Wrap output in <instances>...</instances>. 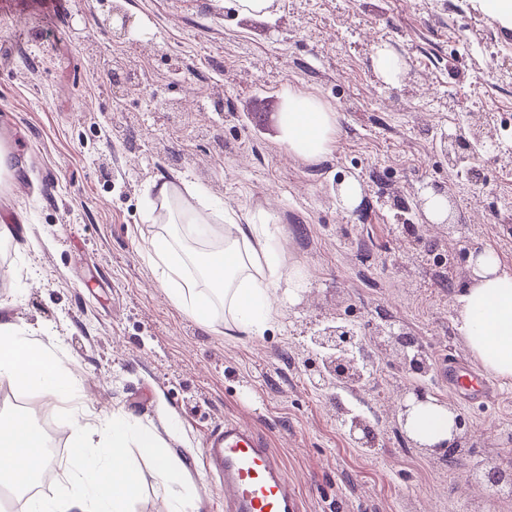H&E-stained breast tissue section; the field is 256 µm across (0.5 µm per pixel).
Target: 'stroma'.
<instances>
[{
    "mask_svg": "<svg viewBox=\"0 0 512 512\" xmlns=\"http://www.w3.org/2000/svg\"><path fill=\"white\" fill-rule=\"evenodd\" d=\"M132 19L112 37L114 6ZM264 18L224 0H0L1 240L11 259L0 311L36 329L78 381L74 403L0 384V414L47 408L62 444L72 405L100 419L119 410L156 428L186 468L185 496L224 512V488L203 448L225 418L252 425L281 459L299 512H512L488 503L483 473L512 469V392L488 406L457 397L443 374L469 350L455 323L468 277L426 253L496 251L512 272V161L480 156L453 183L441 132L481 114L512 151V29L475 0H276ZM404 61L398 86L373 69L375 46ZM294 88L337 112L333 151L289 153L278 114ZM358 176L361 204L343 209L337 177ZM188 178L250 224L277 230L284 264L307 288L256 337L198 323L172 305L151 269L143 221L153 182ZM448 196L444 223L424 225V188ZM423 228L414 238L408 225ZM394 324L428 351L432 396L468 420L452 461L424 455L394 415L405 375L378 362L365 386L335 393L304 373L308 330L321 314ZM360 414L375 445L352 441L337 405ZM131 512H167L151 463Z\"/></svg>",
    "mask_w": 512,
    "mask_h": 512,
    "instance_id": "stroma-1",
    "label": "stroma"
}]
</instances>
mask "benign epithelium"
<instances>
[{
	"mask_svg": "<svg viewBox=\"0 0 512 512\" xmlns=\"http://www.w3.org/2000/svg\"><path fill=\"white\" fill-rule=\"evenodd\" d=\"M496 139L494 128L480 119L477 125L466 134L458 130L443 137L446 144L445 152L448 154V165L458 166L465 159H471L476 154L475 147H485L487 140ZM361 335L360 328L341 315L336 319L327 320L317 325L311 333L310 342L314 352L305 362V371L310 381L322 389L331 384L340 382L347 386H356L363 383L366 378L373 352H378L390 359V364L399 369L425 378L430 373V363L424 348L408 333L397 330L393 325L372 326L369 331L370 345L358 340ZM400 393V406L398 409V424L405 429L407 411L410 403H425L428 401V392L425 386L419 384L412 387L398 388ZM465 427L463 417L454 414V446L443 448L439 445L428 447L418 442L414 447L421 448L437 458H446L451 453L460 451ZM485 481L497 489L508 488L512 493V473H506L497 467H491L484 473Z\"/></svg>",
	"mask_w": 512,
	"mask_h": 512,
	"instance_id": "1",
	"label": "benign epithelium"
}]
</instances>
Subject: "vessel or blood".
I'll return each instance as SVG.
<instances>
[{
  "label": "vessel or blood",
  "mask_w": 512,
  "mask_h": 512,
  "mask_svg": "<svg viewBox=\"0 0 512 512\" xmlns=\"http://www.w3.org/2000/svg\"><path fill=\"white\" fill-rule=\"evenodd\" d=\"M451 380L465 401L478 396L488 403L499 394L498 385L461 360L455 362ZM203 458L208 470L224 484L225 512H299L279 457L248 425L225 419L209 433Z\"/></svg>",
  "instance_id": "obj_1"
}]
</instances>
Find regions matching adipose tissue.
Masks as SVG:
<instances>
[{"instance_id":"adipose-tissue-1","label":"adipose tissue","mask_w":512,"mask_h":512,"mask_svg":"<svg viewBox=\"0 0 512 512\" xmlns=\"http://www.w3.org/2000/svg\"><path fill=\"white\" fill-rule=\"evenodd\" d=\"M289 151L317 162L326 157L338 131V114L317 97L285 90L278 115ZM144 220L149 224H190L222 239L219 249L191 254L178 233L152 238L148 260L160 274L171 303L205 326L213 325L215 305L201 283L221 287L224 324L243 336L263 335L283 313L285 301L304 287L296 268H283L269 230L242 223L234 211L210 202L185 181L154 183L145 191ZM471 282L459 299L458 328L472 355L487 372L512 379V273L499 255L486 250L473 260ZM0 382L53 399H74L76 381L37 338L36 332L0 319ZM453 414L438 402L420 403L409 412L407 433L417 442H452ZM71 490L54 499L27 497L24 512H129L138 491L127 464L128 449L149 460L159 482L170 489L168 512H199L176 494L183 465L151 428L132 427L122 413L108 422L75 421ZM42 430L25 414L0 417V488L20 491L41 471L47 457Z\"/></svg>"}]
</instances>
